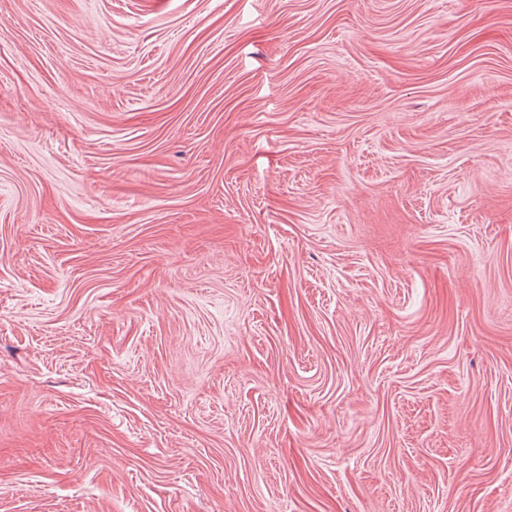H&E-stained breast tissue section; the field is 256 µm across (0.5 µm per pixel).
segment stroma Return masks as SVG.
Listing matches in <instances>:
<instances>
[{
  "label": "stroma",
  "instance_id": "35a3bbf8",
  "mask_svg": "<svg viewBox=\"0 0 512 512\" xmlns=\"http://www.w3.org/2000/svg\"><path fill=\"white\" fill-rule=\"evenodd\" d=\"M0 512H512V0H0Z\"/></svg>",
  "mask_w": 512,
  "mask_h": 512
}]
</instances>
